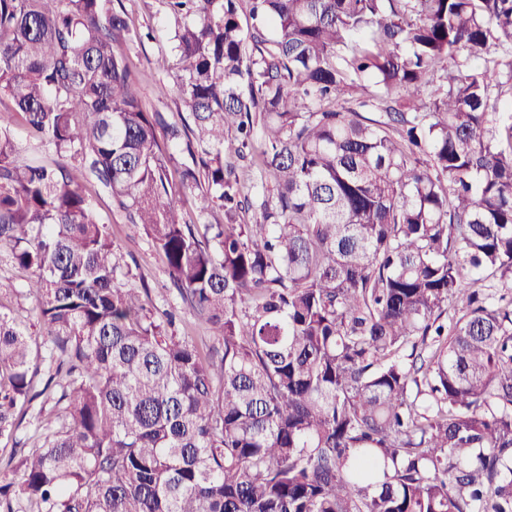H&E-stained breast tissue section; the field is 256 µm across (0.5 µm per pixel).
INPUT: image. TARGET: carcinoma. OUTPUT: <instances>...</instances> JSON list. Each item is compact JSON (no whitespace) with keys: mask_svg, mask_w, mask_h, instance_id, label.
Instances as JSON below:
<instances>
[{"mask_svg":"<svg viewBox=\"0 0 512 512\" xmlns=\"http://www.w3.org/2000/svg\"><path fill=\"white\" fill-rule=\"evenodd\" d=\"M165 2L176 114L122 0H0V263L40 324L0 310V438L61 389L4 512H512V0ZM98 203V213L103 224H109L116 242L121 247L123 262L132 268L133 274H141L154 288L153 299L160 309L181 308L174 294L163 288L169 286V278L164 262L150 240L112 209L110 198L96 188L89 186Z\"/></svg>","mask_w":512,"mask_h":512,"instance_id":"obj_1","label":"carcinoma"}]
</instances>
